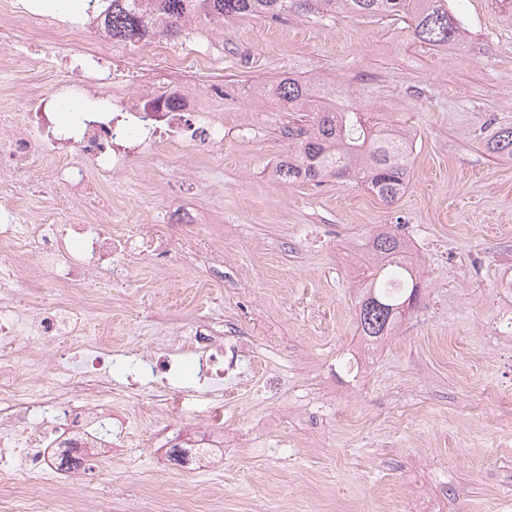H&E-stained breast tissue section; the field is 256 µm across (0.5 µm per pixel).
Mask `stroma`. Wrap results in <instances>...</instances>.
<instances>
[{
	"label": "stroma",
	"mask_w": 512,
	"mask_h": 512,
	"mask_svg": "<svg viewBox=\"0 0 512 512\" xmlns=\"http://www.w3.org/2000/svg\"><path fill=\"white\" fill-rule=\"evenodd\" d=\"M462 46L434 50L404 20L257 17L188 24L170 68L113 59L130 91L191 89L224 124L221 149L176 147L122 175L119 213L180 246L176 210L204 213L224 243L210 264L140 259L99 276L96 319L123 348L221 320L253 346L221 386H241L221 475L174 464L144 424L131 447L79 475L87 505L115 512H512V161L484 137L512 126V0H451ZM352 92L370 123L415 134L409 185L381 202L363 185L285 183L282 129L296 120L264 92L285 75ZM396 224L421 268L420 306L391 336L359 335L362 243Z\"/></svg>",
	"instance_id": "35a3bbf8"
}]
</instances>
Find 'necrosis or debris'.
<instances>
[{
  "mask_svg": "<svg viewBox=\"0 0 512 512\" xmlns=\"http://www.w3.org/2000/svg\"><path fill=\"white\" fill-rule=\"evenodd\" d=\"M25 26L50 32L60 42L68 36L53 18L14 14L10 0H0V44L9 45L14 31ZM150 52L175 63L183 55L159 37L126 45L102 33L92 51L44 58V66L61 77L57 87L32 84L20 95L0 88V266L14 281L12 289L0 292V488L15 483L22 470L32 474L39 489L50 488L54 449L87 459L95 450L119 446L125 434L112 427L110 405L116 399L139 402L141 416L152 420L154 437L172 444L179 433L161 417L175 405L167 382L179 368L180 352L197 354L196 368L205 379L236 367L246 350L242 342L227 345L213 338L205 324L193 325L133 362L125 372L126 386L116 388L103 371L112 361L110 337H95L93 353L74 383L65 377L63 362L59 376L39 377V360L28 355L15 333L13 300L37 281L40 270L50 271L53 291L35 319L37 339L68 342L80 336L91 309L64 301L59 290L90 289L99 271L116 282L129 279L135 246L159 259L171 255L169 240L148 236L142 225L99 220L112 210L113 177L130 171L132 157L166 143L208 147L224 138L223 126L198 109L193 96L165 93L149 110L144 98L132 95L109 70L112 56ZM77 73L90 74L96 90L84 112L63 126L53 109L60 90L74 88ZM33 173L40 176L46 201L35 220L27 199ZM90 196L97 200L93 215L66 221L71 205Z\"/></svg>",
  "mask_w": 512,
  "mask_h": 512,
  "instance_id": "obj_1",
  "label": "necrosis or debris"
}]
</instances>
